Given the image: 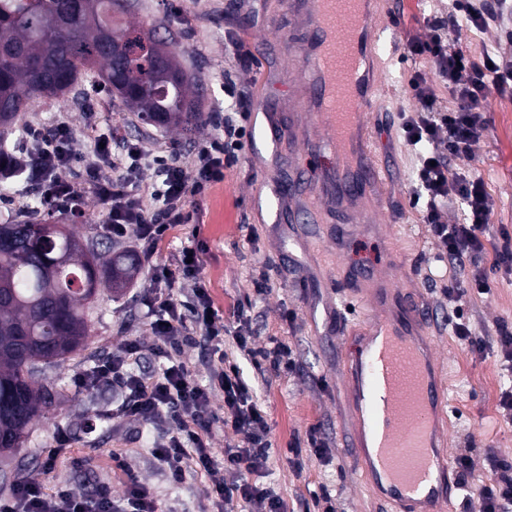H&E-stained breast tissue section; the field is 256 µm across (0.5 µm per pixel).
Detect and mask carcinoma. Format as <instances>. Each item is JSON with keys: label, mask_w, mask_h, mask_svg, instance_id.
Instances as JSON below:
<instances>
[{"label": "carcinoma", "mask_w": 512, "mask_h": 512, "mask_svg": "<svg viewBox=\"0 0 512 512\" xmlns=\"http://www.w3.org/2000/svg\"><path fill=\"white\" fill-rule=\"evenodd\" d=\"M125 13V0H0V125L98 65L104 87L145 123L197 125L202 82L181 68L178 44ZM0 235L1 455L24 447L30 425L52 404L39 378L84 347L102 281L122 288L138 264L129 253L99 261L59 224L21 220L0 224Z\"/></svg>", "instance_id": "1"}]
</instances>
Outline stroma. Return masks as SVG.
<instances>
[{
    "label": "stroma",
    "mask_w": 512,
    "mask_h": 512,
    "mask_svg": "<svg viewBox=\"0 0 512 512\" xmlns=\"http://www.w3.org/2000/svg\"><path fill=\"white\" fill-rule=\"evenodd\" d=\"M377 9L378 40L396 46L373 69L378 86L370 114L374 155L388 173L389 192L381 211L369 215L368 221L380 226L381 237L360 231L345 250H337L336 218L313 197L308 200L310 227L279 222L275 217L278 200L271 185L287 183L292 166L311 167L316 159L285 135L277 144H269L255 128L239 158L225 167L223 182L207 198L195 201L201 220L198 231L181 227L158 254L159 262H171L192 235H199L208 249L202 276L225 322H232L234 311L243 310L252 320L254 347H268L275 337L297 354L296 371L261 377L236 348L227 350L229 360L237 362L253 383L271 427L269 460L249 480L278 495L286 512H303L305 499L323 488L336 496L338 512H392L367 482L359 456L345 442L354 410L340 375L345 345L336 336L337 308L346 309L352 324L362 322L368 313L363 300L337 288V274L387 252L397 261L390 278L433 313L426 334L447 388L449 425L444 435L449 457H470L474 489L491 476L487 454L512 459V420L504 419L499 411L500 392L512 377L502 370L496 349L476 353L448 325L441 290L428 279L436 267L439 245L428 237L407 194L417 164L416 150L398 130L399 116L417 107L409 87L414 74L434 86L441 107L452 105L429 59L404 56L407 44L428 38L429 18L447 15L450 5L448 0H379ZM127 18L154 24L159 34L179 41V60L186 73L203 80L204 112L251 113L258 105L275 103L280 107L281 125H288V82L299 60L289 51L284 0H129ZM446 34L449 49L463 50L473 59L489 52L512 57V43L507 42L499 23L477 30L459 21L449 25ZM236 42L242 46L239 58L232 53ZM228 81L237 98L225 94ZM89 94L98 100L96 118L101 126L120 121V136L141 141L148 150L167 146L187 155L213 133L204 124L188 133L142 124L107 89L85 79L64 95L37 100L23 113L21 124L30 128L67 120L75 132V152L90 155L92 147L81 134L86 115L79 109L81 99ZM487 120L471 155L454 159L452 166L479 173L494 198L489 231L493 251L503 245L504 235L512 236V92L490 91ZM43 196V187L36 183L0 182V221L10 216L25 220L46 215L51 223L67 225L83 241H96L102 256L129 250L131 239L118 240L105 231L107 210L90 193L81 192L80 206L73 212L48 210ZM492 251L486 254L485 263H492ZM263 279L270 290L260 298L255 284ZM152 286L151 273L143 265L130 288L102 292L94 301L86 348L63 365L48 369L40 379L54 395L52 406L36 422L23 451L0 458V496L19 482L36 480L51 489L65 483L88 494L106 482L119 497L132 477L150 491L159 512H221L204 472L189 468L182 481L175 483L158 465L151 448L168 433V424L112 422L105 414L120 403V390H83L76 385L80 374L111 356L127 339L142 346L139 370L158 372L144 304ZM459 304L475 334L492 340L499 324H512V273L499 270L491 278L488 293L468 292ZM289 311L294 312V319H286ZM314 425L327 438V453L321 458L304 453L302 469H295L289 450L305 445ZM61 431L67 433L68 445L53 469L45 470L44 451L54 447ZM116 453L124 457L126 471H113Z\"/></svg>",
    "instance_id": "stroma-1"
}]
</instances>
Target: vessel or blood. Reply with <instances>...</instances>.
Masks as SVG:
<instances>
[{
    "label": "vessel or blood",
    "mask_w": 512,
    "mask_h": 512,
    "mask_svg": "<svg viewBox=\"0 0 512 512\" xmlns=\"http://www.w3.org/2000/svg\"><path fill=\"white\" fill-rule=\"evenodd\" d=\"M370 0H287L286 10L299 39L300 91L296 108L306 122L301 139L307 151L326 150L327 162L310 184L328 207L348 219L361 218L362 192L382 191L383 167L371 159L369 112L375 85L368 71L376 56ZM350 293L366 298L370 315L362 342L345 371L363 419L365 468L384 481L400 512H438L450 497L447 450L436 440L437 422L447 404L446 386L432 376L428 357L408 318H429L427 308L398 296L360 271L347 281Z\"/></svg>",
    "instance_id": "vessel-or-blood-1"
}]
</instances>
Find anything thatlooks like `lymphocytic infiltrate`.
<instances>
[{"mask_svg": "<svg viewBox=\"0 0 512 512\" xmlns=\"http://www.w3.org/2000/svg\"><path fill=\"white\" fill-rule=\"evenodd\" d=\"M512 16V0H452V17H464L476 28L489 20ZM449 18L434 17L428 40L408 44L412 57H426L435 67L438 79L448 88L456 106L442 111L436 106L430 85L413 76L411 88L417 100L414 112L403 114L399 130L418 149V165L412 180L411 202L419 206L428 235L437 240L441 251L437 260L444 269L440 275L443 296L451 301L448 324L456 336L476 350H484L485 341L474 335L455 301L468 291H488V274L482 262L488 251L487 229L494 201L482 178L452 169V159L470 155L486 129V101L490 89L512 88V59L485 55L474 61L460 51H449L444 32ZM208 124L215 134L198 148L191 164L170 154L145 152L140 143H116L115 129H101L90 118L83 129L93 146L88 157L73 150V130L67 121L32 128L19 147L21 161L31 181L43 186L50 203L71 207L79 197L69 179L72 169H80L88 188L108 209L107 227L113 237L134 233L135 245L151 271L156 285L146 305L154 318L149 330L154 339L153 353L166 359L158 374L138 373L134 365L140 358L138 341L129 340L77 380L79 388L90 390L112 386L124 394L112 415L118 419L155 421L166 419L174 429L166 440L152 448L155 459L171 481H181L186 461L209 477L212 492L224 502L234 497L255 500L265 512H284L282 500L259 484L249 482L248 474L264 468L272 443L267 414L258 403L254 386L246 380L237 364L228 362L223 347L233 342L247 354L259 371L287 372L296 366L290 346L271 341L268 347L254 349L252 329L244 317L235 327H227L214 305L211 293L201 278L207 248L204 244L184 246L174 262L161 264L157 254L170 232L195 221L187 207L189 199L205 198L224 180L225 163L234 161L243 151L246 131L231 114L211 113ZM154 171L152 182L134 181L142 166ZM156 203L147 209L146 200ZM464 207V219L448 224L442 211L448 201ZM192 283L190 301L174 298L173 288ZM201 334L218 347V364L208 383L195 380L184 363L171 362V352L179 343ZM222 394V409H214L211 400ZM221 423L245 437L238 448L224 451L223 460H215L205 438L214 424ZM461 490L467 491L472 512H512V462L491 459L492 478L476 494H469L471 459L459 455L453 461ZM239 473V480L227 483L226 471ZM0 512H157L155 500L136 480H129L122 498H115L109 485H100L88 496L64 486L52 491L36 481L17 484L11 495L0 498Z\"/></svg>", "mask_w": 512, "mask_h": 512, "instance_id": "lymphocytic-infiltrate-1", "label": "lymphocytic infiltrate"}]
</instances>
